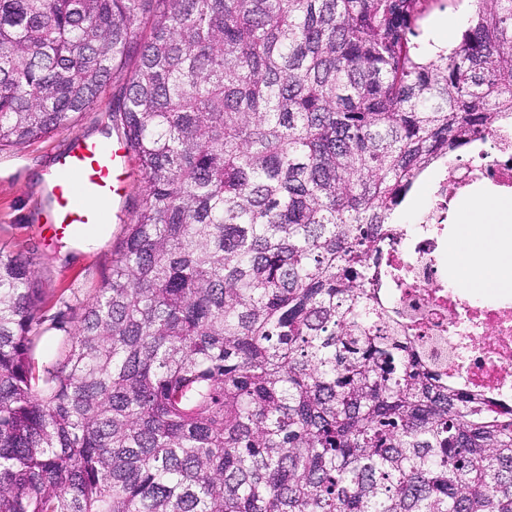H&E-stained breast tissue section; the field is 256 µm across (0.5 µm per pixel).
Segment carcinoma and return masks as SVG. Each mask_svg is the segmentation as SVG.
Masks as SVG:
<instances>
[{"label": "carcinoma", "mask_w": 512, "mask_h": 512, "mask_svg": "<svg viewBox=\"0 0 512 512\" xmlns=\"http://www.w3.org/2000/svg\"><path fill=\"white\" fill-rule=\"evenodd\" d=\"M471 2L428 59L423 0H0V147L122 75L145 184L49 324L0 252V512H512V410L366 287L414 184L512 117V0Z\"/></svg>", "instance_id": "carcinoma-1"}]
</instances>
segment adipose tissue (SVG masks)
I'll list each match as a JSON object with an SVG mask.
<instances>
[{"label":"adipose tissue","mask_w":512,"mask_h":512,"mask_svg":"<svg viewBox=\"0 0 512 512\" xmlns=\"http://www.w3.org/2000/svg\"><path fill=\"white\" fill-rule=\"evenodd\" d=\"M448 248L463 288L476 294L512 293V196L463 205Z\"/></svg>","instance_id":"ef3b65f1"}]
</instances>
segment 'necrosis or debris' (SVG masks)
Returning <instances> with one entry per match:
<instances>
[{"mask_svg": "<svg viewBox=\"0 0 512 512\" xmlns=\"http://www.w3.org/2000/svg\"><path fill=\"white\" fill-rule=\"evenodd\" d=\"M432 201L416 224L381 247L372 286L387 322L449 384L512 408V301L470 296L448 274V211L474 186L512 190V123L493 136L492 152L441 160L430 178Z\"/></svg>", "mask_w": 512, "mask_h": 512, "instance_id": "obj_1", "label": "necrosis or debris"}]
</instances>
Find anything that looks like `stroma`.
I'll return each instance as SVG.
<instances>
[{"instance_id":"stroma-1","label":"stroma","mask_w":512,"mask_h":512,"mask_svg":"<svg viewBox=\"0 0 512 512\" xmlns=\"http://www.w3.org/2000/svg\"><path fill=\"white\" fill-rule=\"evenodd\" d=\"M470 0H426L421 24V43L432 42L436 23L458 18L468 21ZM125 81L117 77L107 87L100 107L81 113L68 128L26 146L0 148V249L21 255L37 269L45 296L44 312L54 315L58 299L84 302L109 274L112 250L124 236L130 214L142 196L138 171H131L126 193L109 220L110 232L98 248L66 254L64 238H49L41 227L46 222L48 199L42 176L52 159L63 152L72 137H93L109 131V108L123 96Z\"/></svg>"}]
</instances>
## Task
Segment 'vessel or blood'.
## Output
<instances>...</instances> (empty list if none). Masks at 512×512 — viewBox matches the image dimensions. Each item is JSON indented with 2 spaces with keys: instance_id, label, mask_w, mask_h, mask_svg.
<instances>
[{
  "instance_id": "obj_1",
  "label": "vessel or blood",
  "mask_w": 512,
  "mask_h": 512,
  "mask_svg": "<svg viewBox=\"0 0 512 512\" xmlns=\"http://www.w3.org/2000/svg\"><path fill=\"white\" fill-rule=\"evenodd\" d=\"M129 172L124 140L106 146L73 137L59 157L58 173L48 190L51 233L76 236L97 227L102 205L122 198Z\"/></svg>"
}]
</instances>
